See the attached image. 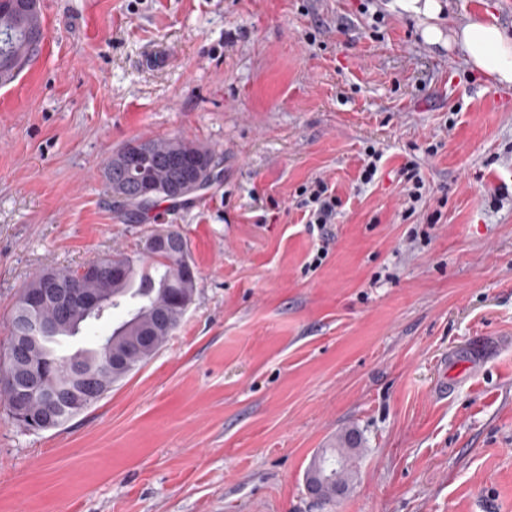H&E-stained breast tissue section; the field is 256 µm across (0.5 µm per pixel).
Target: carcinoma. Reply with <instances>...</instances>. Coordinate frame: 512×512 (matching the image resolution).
Here are the masks:
<instances>
[{
	"label": "carcinoma",
	"mask_w": 512,
	"mask_h": 512,
	"mask_svg": "<svg viewBox=\"0 0 512 512\" xmlns=\"http://www.w3.org/2000/svg\"><path fill=\"white\" fill-rule=\"evenodd\" d=\"M43 40L40 7L31 6L30 0H0V87L21 74L17 62L30 65ZM216 167L215 152L208 146L181 138L147 139L141 141L137 154L128 152L126 146L113 154L106 162L105 177L113 195L140 211L160 199L181 197L179 188L188 179L200 180L199 189H204L218 177ZM147 185L153 189L148 200L142 193ZM154 235L155 240L144 241L140 259L108 256L101 260L106 270L78 282L83 294H106L100 310L62 311L47 305L35 312L37 318L54 326V334L26 348L25 364L41 373L44 391L55 395V403L49 405L42 396H33L27 404L31 417H49L54 425L64 424L87 409L83 375H93L99 395H104L112 384L154 357L180 326L181 306L195 297L194 264L179 231L159 230ZM74 274L70 268L44 269L27 282L20 295L40 291L49 275L65 283ZM120 308L126 310V318L109 338L115 363L106 362V351L99 342L93 347L77 346L94 323L112 317V311ZM0 404L14 417L18 394L12 386H0ZM361 453L362 438L354 430L343 432L335 445L317 451L309 464L323 470L309 491L317 503L327 506L350 490Z\"/></svg>",
	"instance_id": "carcinoma-1"
}]
</instances>
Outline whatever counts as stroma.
I'll list each match as a JSON object with an SVG mask.
<instances>
[{"instance_id":"35a3bbf8","label":"stroma","mask_w":512,"mask_h":512,"mask_svg":"<svg viewBox=\"0 0 512 512\" xmlns=\"http://www.w3.org/2000/svg\"><path fill=\"white\" fill-rule=\"evenodd\" d=\"M388 2L41 0V50L0 88V339L34 274L162 228L198 283L80 415L27 431L0 410V512H512V85ZM445 3L444 28L512 34L506 0ZM168 137L220 175L136 211L104 166ZM409 161L439 223L401 216ZM319 175L344 206L309 272L296 191ZM347 427L358 478L322 508L305 471Z\"/></svg>"}]
</instances>
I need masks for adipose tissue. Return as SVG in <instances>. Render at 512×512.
I'll return each mask as SVG.
<instances>
[{
    "label": "adipose tissue",
    "instance_id": "1",
    "mask_svg": "<svg viewBox=\"0 0 512 512\" xmlns=\"http://www.w3.org/2000/svg\"><path fill=\"white\" fill-rule=\"evenodd\" d=\"M390 9L424 19L423 38L435 45L459 48L465 63L500 85H512V36L480 16L468 17L456 30L443 32L442 0H391Z\"/></svg>",
    "mask_w": 512,
    "mask_h": 512
}]
</instances>
